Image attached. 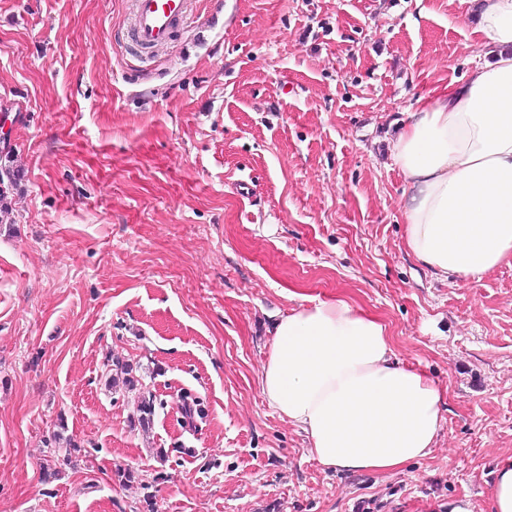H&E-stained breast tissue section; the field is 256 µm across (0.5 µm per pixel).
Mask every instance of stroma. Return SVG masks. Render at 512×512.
<instances>
[{
    "label": "stroma",
    "instance_id": "1",
    "mask_svg": "<svg viewBox=\"0 0 512 512\" xmlns=\"http://www.w3.org/2000/svg\"><path fill=\"white\" fill-rule=\"evenodd\" d=\"M467 12L199 0L144 52L130 0H0V512H491L512 265L417 263L389 155L476 63ZM336 296L446 392L433 454L401 472L325 469L262 393L276 313Z\"/></svg>",
    "mask_w": 512,
    "mask_h": 512
}]
</instances>
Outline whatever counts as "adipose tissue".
I'll return each mask as SVG.
<instances>
[{
	"instance_id": "1",
	"label": "adipose tissue",
	"mask_w": 512,
	"mask_h": 512,
	"mask_svg": "<svg viewBox=\"0 0 512 512\" xmlns=\"http://www.w3.org/2000/svg\"><path fill=\"white\" fill-rule=\"evenodd\" d=\"M485 60L422 98L392 147L408 253L437 278L512 263V0H467ZM262 366L269 404L330 469L398 471L432 455L446 393L396 359L387 325L344 298L278 316Z\"/></svg>"
}]
</instances>
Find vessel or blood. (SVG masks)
<instances>
[{"label":"vessel or blood","mask_w":512,"mask_h":512,"mask_svg":"<svg viewBox=\"0 0 512 512\" xmlns=\"http://www.w3.org/2000/svg\"><path fill=\"white\" fill-rule=\"evenodd\" d=\"M138 46L147 48L166 43L192 9L191 0H132Z\"/></svg>","instance_id":"b4317fda"}]
</instances>
